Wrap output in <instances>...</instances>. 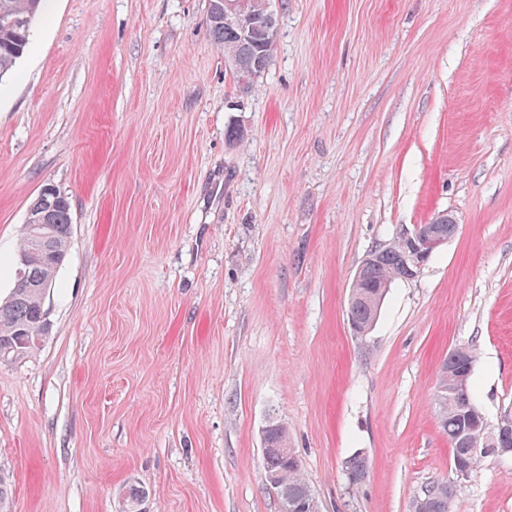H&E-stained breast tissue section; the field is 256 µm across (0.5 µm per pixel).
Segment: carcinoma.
<instances>
[{"instance_id": "obj_1", "label": "carcinoma", "mask_w": 512, "mask_h": 512, "mask_svg": "<svg viewBox=\"0 0 512 512\" xmlns=\"http://www.w3.org/2000/svg\"><path fill=\"white\" fill-rule=\"evenodd\" d=\"M43 10V0H0V81L13 69L29 44L34 19ZM209 33L214 43L224 50V58L233 64V75L243 89L253 88L268 69L276 44V35H260L242 39L233 29L224 26L222 11L209 4ZM40 191L29 205L31 223L49 225V255L30 266L27 271L30 287L14 288L0 301V359L21 358L39 348L47 333L43 318L44 301L59 269L64 265L72 233L71 202L55 186ZM402 246L398 241L381 248L374 262L362 270L363 285L368 290L400 280ZM463 369L453 354H448L438 386L451 388ZM500 424L489 425L477 404L466 409L448 406L441 417L440 428L448 435L451 461L476 471L485 456L475 448H491L498 438ZM265 470L282 475L288 498L306 501L313 495L301 464H290L272 453L264 457Z\"/></svg>"}]
</instances>
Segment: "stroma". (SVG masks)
Listing matches in <instances>:
<instances>
[{"label":"stroma","instance_id":"1","mask_svg":"<svg viewBox=\"0 0 512 512\" xmlns=\"http://www.w3.org/2000/svg\"><path fill=\"white\" fill-rule=\"evenodd\" d=\"M208 6L49 0L0 81V300L32 199L72 209L49 333L0 361L10 512H126L135 484L143 512H280L272 419L321 512H411L453 476L448 353L475 347L489 422L512 409V0H271L248 94ZM443 211L456 233L354 336L365 255ZM452 512H512V458Z\"/></svg>","mask_w":512,"mask_h":512}]
</instances>
